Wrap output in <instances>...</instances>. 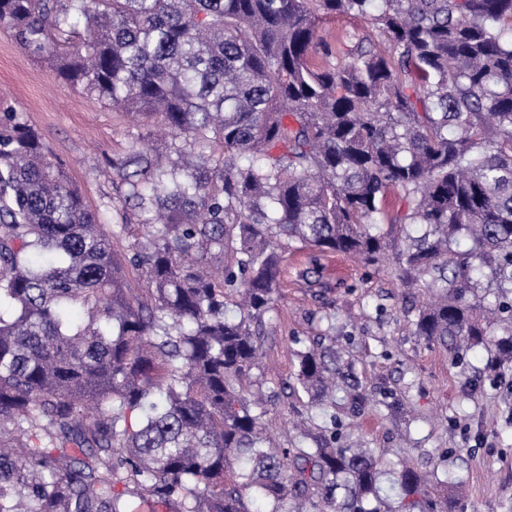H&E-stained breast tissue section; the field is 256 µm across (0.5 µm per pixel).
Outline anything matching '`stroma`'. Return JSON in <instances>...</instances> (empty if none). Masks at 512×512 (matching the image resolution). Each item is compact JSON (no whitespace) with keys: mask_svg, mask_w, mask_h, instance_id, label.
Returning <instances> with one entry per match:
<instances>
[{"mask_svg":"<svg viewBox=\"0 0 512 512\" xmlns=\"http://www.w3.org/2000/svg\"><path fill=\"white\" fill-rule=\"evenodd\" d=\"M0 105L41 134L91 208L111 224L115 195L106 159L127 150L135 126L82 91L55 80L46 62L0 32ZM281 298L266 317L263 354L246 391H274L263 423L279 447L296 436L293 418L312 415L296 379L299 348L336 338L342 370L357 378L366 402L350 407L337 392L347 444L363 442L385 465L405 460L428 478L431 498L451 512H512V367L490 370L493 345L452 358L411 333L429 296L407 287L394 264L310 250L285 253Z\"/></svg>","mask_w":512,"mask_h":512,"instance_id":"stroma-1","label":"stroma"}]
</instances>
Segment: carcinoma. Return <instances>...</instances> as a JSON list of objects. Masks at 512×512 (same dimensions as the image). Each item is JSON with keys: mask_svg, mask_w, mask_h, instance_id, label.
Returning <instances> with one entry per match:
<instances>
[{"mask_svg": "<svg viewBox=\"0 0 512 512\" xmlns=\"http://www.w3.org/2000/svg\"><path fill=\"white\" fill-rule=\"evenodd\" d=\"M323 14L377 40L333 46ZM0 28L168 133L108 161V231L37 129L0 111V512H248L247 494L387 512L367 508L372 449L310 426L312 446H274L242 383L294 244L393 248L402 282L435 296L413 335L455 356L485 342L488 311L493 363L512 362V0H0ZM483 279L493 304L469 298ZM334 365L333 346L298 353L323 415ZM392 472L410 512H448L413 467ZM319 31L328 40H336V36L356 35L361 37L374 33L367 20L339 15H323L319 23Z\"/></svg>", "mask_w": 512, "mask_h": 512, "instance_id": "1", "label": "carcinoma"}]
</instances>
